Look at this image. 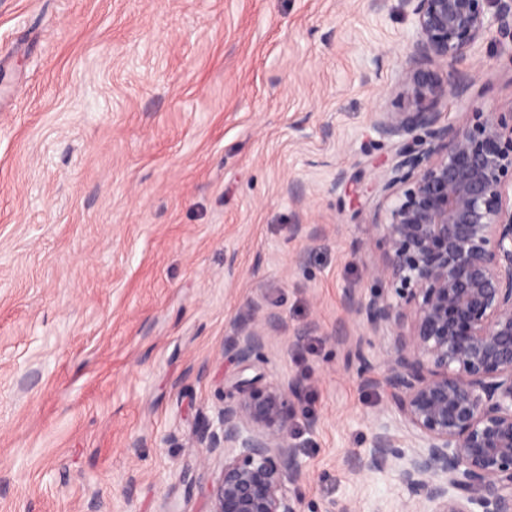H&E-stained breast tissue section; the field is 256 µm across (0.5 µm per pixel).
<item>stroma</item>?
I'll use <instances>...</instances> for the list:
<instances>
[{
  "label": "stroma",
  "mask_w": 512,
  "mask_h": 512,
  "mask_svg": "<svg viewBox=\"0 0 512 512\" xmlns=\"http://www.w3.org/2000/svg\"><path fill=\"white\" fill-rule=\"evenodd\" d=\"M412 36L367 0H0V512H209L195 432L253 301L287 325L257 370L302 387V512H399L345 464L383 401L331 333L384 262L359 190ZM457 72L512 110V50Z\"/></svg>",
  "instance_id": "stroma-1"
}]
</instances>
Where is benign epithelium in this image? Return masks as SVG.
<instances>
[{
    "label": "benign epithelium",
    "mask_w": 512,
    "mask_h": 512,
    "mask_svg": "<svg viewBox=\"0 0 512 512\" xmlns=\"http://www.w3.org/2000/svg\"><path fill=\"white\" fill-rule=\"evenodd\" d=\"M411 19L412 63L402 76L406 104L379 112L374 129L394 142L372 227L385 264L369 276L390 287L348 292L345 310L374 340L344 325L364 388L383 408L368 447L347 456L358 475L388 465L412 498L403 512H512V112L444 121L453 95L466 109L470 88L433 69L469 60L485 40L512 46V0H398ZM228 346L237 371L228 401L197 438L222 457L209 512H300L288 485L304 475L296 442L298 380L263 381L255 368L280 317L256 303ZM405 432L399 437L398 432Z\"/></svg>",
    "instance_id": "1"
}]
</instances>
